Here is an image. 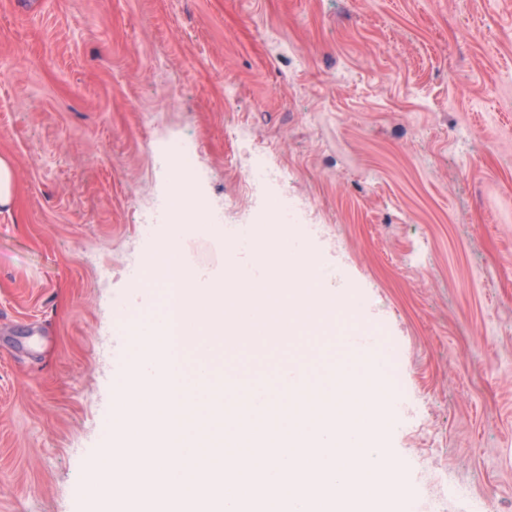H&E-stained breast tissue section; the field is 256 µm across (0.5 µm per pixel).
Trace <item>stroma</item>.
Listing matches in <instances>:
<instances>
[{
  "mask_svg": "<svg viewBox=\"0 0 512 512\" xmlns=\"http://www.w3.org/2000/svg\"><path fill=\"white\" fill-rule=\"evenodd\" d=\"M175 144L225 224L265 221L259 160L312 208L294 243L379 331L402 403L384 439L419 512H460L445 475L512 512V0H0V512H90L135 369L117 316L155 307L131 297L162 232L140 218L172 194ZM252 342L230 360L246 378L342 356ZM15 180L11 162L0 157V208L8 210L14 202ZM245 177L247 182L254 187L274 181L282 183L286 181V176L281 170L263 163H257L248 168Z\"/></svg>",
  "mask_w": 512,
  "mask_h": 512,
  "instance_id": "obj_1",
  "label": "stroma"
}]
</instances>
